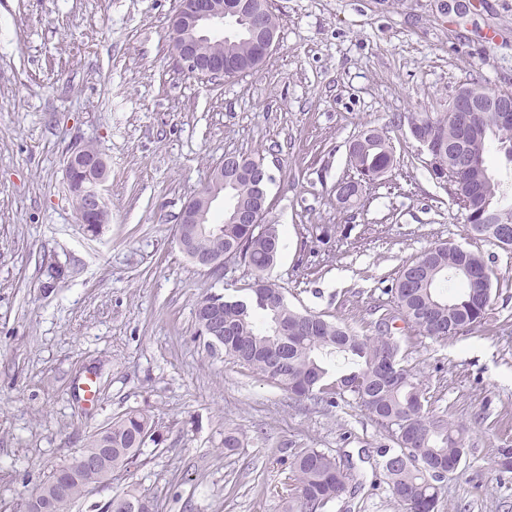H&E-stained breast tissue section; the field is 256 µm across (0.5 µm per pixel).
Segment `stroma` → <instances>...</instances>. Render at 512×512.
<instances>
[{"mask_svg": "<svg viewBox=\"0 0 512 512\" xmlns=\"http://www.w3.org/2000/svg\"><path fill=\"white\" fill-rule=\"evenodd\" d=\"M279 45L221 82L183 71L168 26L179 0H0V512L78 456L92 432L143 409L159 423L137 466L72 503L100 512L136 487L158 512H280L294 453L319 448L354 476L329 512H398L382 449L352 399L296 400L223 350L195 308L243 296L240 262L198 268L176 244L184 204L229 153L261 156L283 247L269 277L289 305L362 335L392 306L403 267L445 242L480 255L495 304L441 342L396 320L403 365L429 405L469 429L438 512H512V249L475 236L413 139L465 86L512 91V0H270ZM374 129L393 164L356 205L348 147ZM109 165L110 220L89 238L65 189V155ZM329 243H321L323 229ZM69 277L50 283L48 273ZM242 448L224 449V431Z\"/></svg>", "mask_w": 512, "mask_h": 512, "instance_id": "stroma-1", "label": "stroma"}]
</instances>
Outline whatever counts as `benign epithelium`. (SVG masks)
I'll return each instance as SVG.
<instances>
[{
    "instance_id": "obj_1",
    "label": "benign epithelium",
    "mask_w": 512,
    "mask_h": 512,
    "mask_svg": "<svg viewBox=\"0 0 512 512\" xmlns=\"http://www.w3.org/2000/svg\"><path fill=\"white\" fill-rule=\"evenodd\" d=\"M264 8L259 0H179V7L170 22V39L177 62L191 75L211 81H222L225 72L224 53L206 57L197 52L200 43L210 39V31L224 26L227 17L241 16L258 46L255 66L277 48L278 34L262 23ZM497 112L505 125L512 124V93L508 91L461 88L448 105V113ZM234 181L244 180L255 195L239 203L231 215L234 224H263L269 211L267 184L270 177L264 162L244 164L235 156L225 158L211 171L203 190L183 207L179 223L189 225L190 235L177 236L180 249L189 254L193 263L209 272L224 265V260L207 253L191 251L192 237L209 229L213 203L224 192V173ZM66 188L78 212V223L85 232L96 235L108 223L109 210L105 200L107 163L99 153H90L86 146L70 148L65 161Z\"/></svg>"
}]
</instances>
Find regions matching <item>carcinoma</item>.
Here are the masks:
<instances>
[{
  "mask_svg": "<svg viewBox=\"0 0 512 512\" xmlns=\"http://www.w3.org/2000/svg\"><path fill=\"white\" fill-rule=\"evenodd\" d=\"M251 43L242 34L231 36L224 54L246 60ZM408 125L425 124L438 143L443 158L457 165L448 154L455 124L444 112L437 117L412 114ZM486 127L483 138L466 147L467 169L457 172L456 194L469 201L467 219L471 228L484 224L487 214L500 216L498 224H484L482 236L495 240L500 233L512 236V199L489 171L488 154L495 149L512 162V126L497 123L490 112L481 114ZM365 141L349 154L357 175L364 178L388 169L392 153L375 130L362 132ZM231 213L211 224L212 233L198 240V247L219 258L240 260L255 271L250 294L228 299L222 294L201 298L195 310L200 333L206 332L209 305L224 310V335L208 336L211 347L224 348L225 356L248 366L264 380L292 398L329 403L346 395L360 404L378 423L396 426L399 454L404 467L394 465L395 454L384 451L385 474L400 512H437L438 483L448 467L461 463L467 454L468 428L428 408L427 399L414 375L400 364L399 346L378 326L373 336H363L347 325L317 315L293 310L281 288L265 273L277 262L283 230L279 224H232ZM395 310L415 331L436 341L459 336L482 323L494 303L493 283L482 258L474 252L446 243L432 246L406 265L391 289ZM340 354L351 364L348 371L325 383L326 360ZM158 443L152 416L130 410L86 439L80 456L98 461L89 470L79 460L56 469L28 498L27 512H67L69 504L85 494L92 482L137 462L148 443ZM291 493L282 512H327L347 488L352 475L336 459L318 448H305L291 462ZM104 512H155L153 502L130 488L112 496Z\"/></svg>",
  "mask_w": 512,
  "mask_h": 512,
  "instance_id": "cac0c4a2",
  "label": "carcinoma"
}]
</instances>
